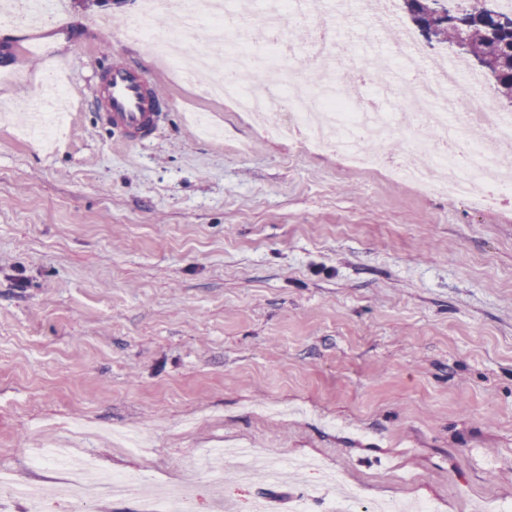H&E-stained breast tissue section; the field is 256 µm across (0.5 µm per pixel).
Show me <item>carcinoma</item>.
I'll return each mask as SVG.
<instances>
[{"label": "carcinoma", "instance_id": "carcinoma-1", "mask_svg": "<svg viewBox=\"0 0 512 512\" xmlns=\"http://www.w3.org/2000/svg\"><path fill=\"white\" fill-rule=\"evenodd\" d=\"M415 25L430 43H455L463 38L473 47L495 57L496 76L492 78L497 91L512 99V28L499 27L494 16L511 17L512 12H502L489 0H469L465 13L471 18L469 28L458 32L448 24V9L439 6V0H409L407 4Z\"/></svg>", "mask_w": 512, "mask_h": 512}]
</instances>
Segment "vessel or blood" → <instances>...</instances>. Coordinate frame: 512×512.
Returning a JSON list of instances; mask_svg holds the SVG:
<instances>
[{"mask_svg": "<svg viewBox=\"0 0 512 512\" xmlns=\"http://www.w3.org/2000/svg\"><path fill=\"white\" fill-rule=\"evenodd\" d=\"M98 94L105 103L106 123L125 145L151 138L162 123L167 103L147 71L114 65L105 72Z\"/></svg>", "mask_w": 512, "mask_h": 512, "instance_id": "b4317fda", "label": "vessel or blood"}]
</instances>
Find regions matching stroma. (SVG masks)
Here are the masks:
<instances>
[{
  "instance_id": "35a3bbf8",
  "label": "stroma",
  "mask_w": 512,
  "mask_h": 512,
  "mask_svg": "<svg viewBox=\"0 0 512 512\" xmlns=\"http://www.w3.org/2000/svg\"><path fill=\"white\" fill-rule=\"evenodd\" d=\"M165 34L166 7L64 0L57 25L0 28V469L69 512L52 461L186 481L193 512L291 485L215 486L199 448L321 459L366 501L473 512L512 500V205L480 211L276 139L178 83L107 14ZM148 71L169 108L122 146L91 92ZM64 66L74 94L43 144L27 113Z\"/></svg>"
}]
</instances>
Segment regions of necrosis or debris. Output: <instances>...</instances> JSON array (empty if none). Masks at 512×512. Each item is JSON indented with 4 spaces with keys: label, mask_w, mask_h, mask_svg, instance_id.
<instances>
[{
    "label": "necrosis or debris",
    "mask_w": 512,
    "mask_h": 512,
    "mask_svg": "<svg viewBox=\"0 0 512 512\" xmlns=\"http://www.w3.org/2000/svg\"><path fill=\"white\" fill-rule=\"evenodd\" d=\"M59 0H10L0 8L1 24L27 28L46 27L60 20ZM179 25L157 38L141 24L126 22L125 33L146 47L167 49L180 78L193 82L197 71L215 74L202 90L204 96L232 102L252 121L282 139L303 135L313 147L332 150L361 170L385 169L396 180L409 183L425 196L465 199L483 208L486 200L512 197V175L499 166V150L512 146V113L493 106L484 94L485 79L463 55L450 58L447 66L425 69L428 55L413 31L403 24L394 0H379L372 15L376 35L386 41L385 55L376 57L380 70L389 61L401 63L403 71L418 72L411 84L392 74L384 88L394 97L396 112L378 111L373 102L354 103L338 93L333 78L317 83L310 76L307 56L295 54L284 42L288 21L312 16L315 29L331 21L347 20L343 10L327 12L321 0H179ZM205 22L207 43L190 44L183 20ZM274 41L265 54L253 49L256 41ZM272 73L267 87L255 88V71ZM470 90L468 96L459 87ZM403 133L406 155L391 159L378 152L373 142L385 131ZM434 139H427V132ZM239 482H247L256 470H264L269 482L288 471L319 473L324 488L316 501L321 512H360L356 493L333 495L335 474L326 472L313 458L281 454L272 458L254 448H232ZM52 459L66 472L62 485L71 512L102 500H131L137 512H189V488L173 483L153 492L136 473L102 475L87 485L85 474L96 460L87 449L38 448L33 464Z\"/></svg>",
    "instance_id": "obj_1"
}]
</instances>
